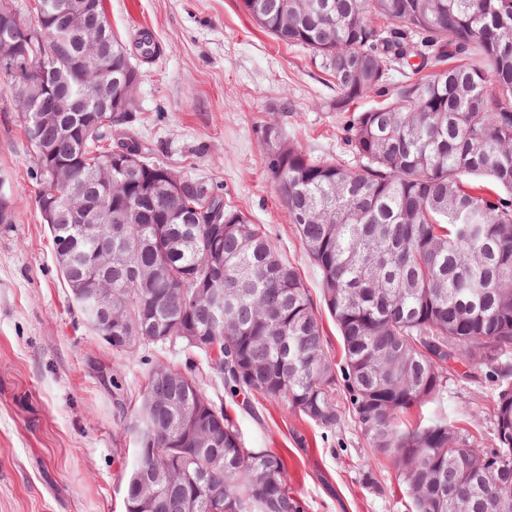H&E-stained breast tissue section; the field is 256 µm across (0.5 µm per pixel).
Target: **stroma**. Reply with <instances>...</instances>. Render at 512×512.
Wrapping results in <instances>:
<instances>
[{
    "label": "stroma",
    "instance_id": "obj_1",
    "mask_svg": "<svg viewBox=\"0 0 512 512\" xmlns=\"http://www.w3.org/2000/svg\"><path fill=\"white\" fill-rule=\"evenodd\" d=\"M126 45L150 32L159 53L136 58L134 130L153 160L218 185L226 204L260 225L296 267L313 300L320 277L268 175L267 125L312 156L357 163L330 102L329 77L305 49L278 42L247 14L243 0H105ZM35 154L9 93H0V173L15 206L0 224V512H124L125 477L137 436L117 416L139 404L150 367L184 363L182 352L137 347L116 353L83 321L56 264L36 204ZM120 386H106L100 369ZM504 380L490 369L477 382L449 379L426 417L455 421L476 446L494 444L493 408ZM222 401L246 447L285 457L288 482L305 512H405L410 500L391 462L377 456L336 388L342 417L325 429L283 399L258 393ZM373 471L377 489L363 482Z\"/></svg>",
    "mask_w": 512,
    "mask_h": 512
}]
</instances>
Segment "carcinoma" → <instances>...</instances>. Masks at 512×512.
Wrapping results in <instances>:
<instances>
[{
    "mask_svg": "<svg viewBox=\"0 0 512 512\" xmlns=\"http://www.w3.org/2000/svg\"><path fill=\"white\" fill-rule=\"evenodd\" d=\"M94 2L112 67L138 74L104 0ZM34 3V15L19 21L44 30L55 59H73L75 41L49 24L67 0ZM243 3L259 27L320 61L336 90L332 108L350 113L354 167L313 157L276 125L263 142L289 221L320 270L359 426L394 464L414 512H453L460 499L467 512H512V389L498 395L490 451L446 419L408 421L440 396L458 360L470 366L463 379L483 367L512 376V0ZM371 95L383 101L352 112ZM133 119L91 106L58 113L44 133L79 160L77 186L93 182L116 146L139 156L132 175L115 172L112 215L135 213L109 274L123 298L112 320L148 330L112 335V350L169 346L162 337L191 324L193 349L218 348L230 395L285 398L316 425L336 427V372L296 268L239 210L224 207L215 229L206 202L219 188L209 180L183 174L175 192L145 202L147 184L169 167L148 160ZM188 236L200 250L181 244ZM53 240L70 254L59 267L67 288L95 272L90 245ZM212 249L222 254L216 273ZM144 269L154 271L147 284ZM210 279L224 289L222 334L197 296ZM204 385L199 366L150 368L125 512H304L284 459L245 447ZM158 470L163 480L146 503L142 488Z\"/></svg>",
    "mask_w": 512,
    "mask_h": 512,
    "instance_id": "cac0c4a2",
    "label": "carcinoma"
}]
</instances>
